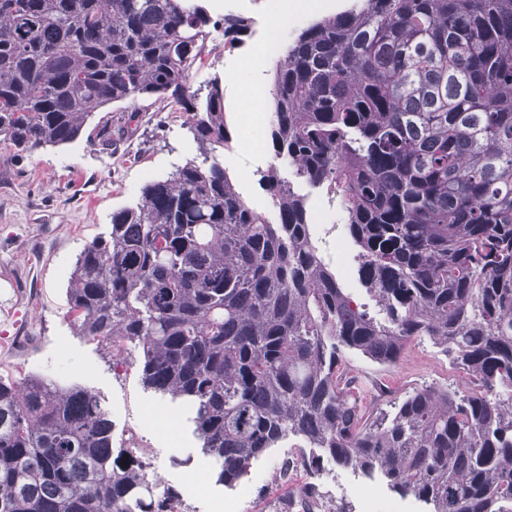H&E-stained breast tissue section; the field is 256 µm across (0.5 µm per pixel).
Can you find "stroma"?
Masks as SVG:
<instances>
[{
	"label": "stroma",
	"mask_w": 512,
	"mask_h": 512,
	"mask_svg": "<svg viewBox=\"0 0 512 512\" xmlns=\"http://www.w3.org/2000/svg\"><path fill=\"white\" fill-rule=\"evenodd\" d=\"M347 2L330 0L329 9L299 12L282 4L269 9L266 0H238L234 11L251 19L250 33L234 46L217 45L190 73L195 89L206 88L213 77L224 78L231 136L224 150L226 169L245 200L266 216H273L274 208L253 160L269 153L267 130H243V107L256 90L241 63L271 26H279L287 41ZM138 105L136 131L107 148L97 133L105 121L117 119L118 103L96 111L70 144L22 156L0 144V374L16 379L41 375L97 394L117 442L132 439L144 449L150 476L180 493L184 512H280L286 498L308 482L318 484L324 512H423V504L384 487L365 502L369 483L349 469L282 476V463L303 451L295 438L254 461L239 486L216 483L181 404L145 387L138 362H115L111 352L78 334L68 313L66 288L84 244L106 235L113 211L135 204L146 183L200 157L177 106L151 98L139 99ZM343 367L366 385L385 388L377 402L381 412L414 389L465 384L443 348L425 338L413 341L395 365L383 366L348 351Z\"/></svg>",
	"instance_id": "35a3bbf8"
}]
</instances>
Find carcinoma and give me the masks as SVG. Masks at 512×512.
Returning <instances> with one entry per match:
<instances>
[{
	"instance_id": "cac0c4a2",
	"label": "carcinoma",
	"mask_w": 512,
	"mask_h": 512,
	"mask_svg": "<svg viewBox=\"0 0 512 512\" xmlns=\"http://www.w3.org/2000/svg\"><path fill=\"white\" fill-rule=\"evenodd\" d=\"M249 21L199 0H0V143L128 135L137 101L178 106L203 160L145 184L86 243L66 288L80 335L192 410L216 482L235 487L289 438L280 472L347 468L428 512H512V0H353L305 28L272 78L275 163L253 209L224 168L222 79L194 64ZM339 198L371 313L314 240L308 196ZM426 337L465 388L425 387L365 419L343 350L397 363ZM139 448L115 445L98 397L0 375V512H182ZM318 485L299 490L314 512Z\"/></svg>"
}]
</instances>
